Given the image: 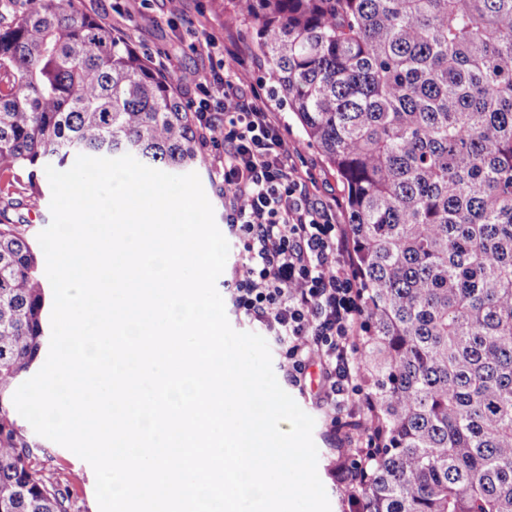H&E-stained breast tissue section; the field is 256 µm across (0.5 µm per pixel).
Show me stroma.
<instances>
[{
    "label": "stroma",
    "mask_w": 512,
    "mask_h": 512,
    "mask_svg": "<svg viewBox=\"0 0 512 512\" xmlns=\"http://www.w3.org/2000/svg\"><path fill=\"white\" fill-rule=\"evenodd\" d=\"M83 10L96 15L113 30L130 35L136 48L161 72L171 75L183 101L196 94V75L215 70L233 75L238 81L256 86L278 112L288 133V146L299 155L303 170L310 172L308 192L316 201L344 206L343 185L323 157L312 147L300 125L293 119L283 96L269 77V67L258 59L251 34L240 24L238 0H181V17H173L168 0H82ZM204 166L200 174L207 198L214 208L216 223L224 221L221 195L224 159L218 151L202 149ZM273 370L280 386L315 420L313 440L318 450L317 470L329 498L331 512H349L345 488L336 479L338 443L331 431L328 407L317 406L319 370L310 366L304 386L286 378V362L279 350H272ZM31 461L44 479L66 490L70 512H99L95 495V474L89 463L69 449L27 429Z\"/></svg>",
    "instance_id": "1"
}]
</instances>
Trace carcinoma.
I'll return each instance as SVG.
<instances>
[{"mask_svg":"<svg viewBox=\"0 0 512 512\" xmlns=\"http://www.w3.org/2000/svg\"><path fill=\"white\" fill-rule=\"evenodd\" d=\"M288 111L346 190L376 447L361 512H512V0H245ZM75 154L203 167L172 78L80 7L0 12V173ZM0 197V512H68L13 395L47 286Z\"/></svg>","mask_w":512,"mask_h":512,"instance_id":"carcinoma-1","label":"carcinoma"}]
</instances>
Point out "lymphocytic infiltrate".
I'll return each mask as SVG.
<instances>
[{
	"label": "lymphocytic infiltrate",
	"instance_id": "1",
	"mask_svg": "<svg viewBox=\"0 0 512 512\" xmlns=\"http://www.w3.org/2000/svg\"><path fill=\"white\" fill-rule=\"evenodd\" d=\"M217 76L199 74L192 106L203 141L222 130L224 221L242 245L241 264L227 286L240 314L268 330L300 383L312 355L323 362L326 400L349 405L346 453L363 472L374 440L365 422L357 341L364 317L351 269L340 257L349 238L335 207L314 202L263 93L225 79L223 102L213 103Z\"/></svg>",
	"mask_w": 512,
	"mask_h": 512
}]
</instances>
